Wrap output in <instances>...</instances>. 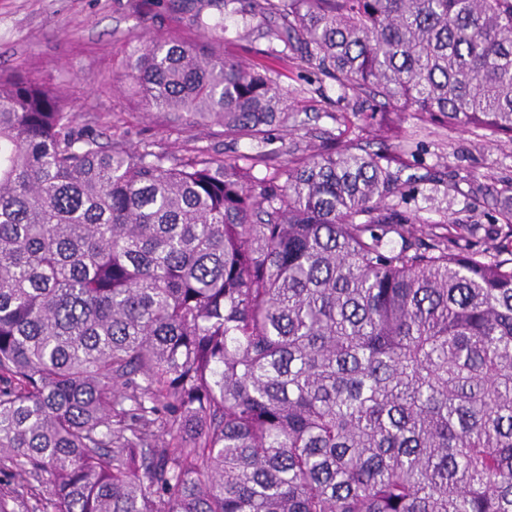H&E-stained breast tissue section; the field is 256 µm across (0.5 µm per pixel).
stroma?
<instances>
[{
	"label": "stroma",
	"instance_id": "1",
	"mask_svg": "<svg viewBox=\"0 0 512 512\" xmlns=\"http://www.w3.org/2000/svg\"><path fill=\"white\" fill-rule=\"evenodd\" d=\"M224 24L225 56L265 69L288 93L292 116L272 133V149L310 156L354 144L394 157L411 182L404 213L420 229L448 232L459 249L487 251L512 231L501 211L512 203V143L418 120L400 112L367 117L336 83L266 36L267 20L224 11L223 0H0V70H18L54 83L71 102L76 125L122 139L127 146L177 155L203 148L224 157L252 152L249 140L223 126L157 112L125 78L129 44L155 38H197L195 11Z\"/></svg>",
	"mask_w": 512,
	"mask_h": 512
}]
</instances>
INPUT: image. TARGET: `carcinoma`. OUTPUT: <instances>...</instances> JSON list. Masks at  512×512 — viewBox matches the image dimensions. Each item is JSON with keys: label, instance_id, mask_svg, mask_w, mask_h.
<instances>
[{"label": "carcinoma", "instance_id": "carcinoma-1", "mask_svg": "<svg viewBox=\"0 0 512 512\" xmlns=\"http://www.w3.org/2000/svg\"><path fill=\"white\" fill-rule=\"evenodd\" d=\"M375 112L512 141V0H224ZM192 41L128 57L148 107L242 165L78 128L0 73V468L40 512H512V237L414 234L390 156L284 159L273 76Z\"/></svg>", "mask_w": 512, "mask_h": 512}]
</instances>
